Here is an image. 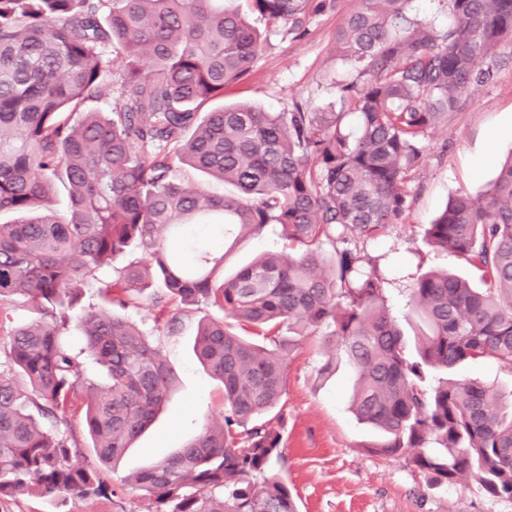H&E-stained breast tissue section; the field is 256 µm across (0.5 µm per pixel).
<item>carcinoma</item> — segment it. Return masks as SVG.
I'll list each match as a JSON object with an SVG mask.
<instances>
[{
  "instance_id": "obj_1",
  "label": "carcinoma",
  "mask_w": 512,
  "mask_h": 512,
  "mask_svg": "<svg viewBox=\"0 0 512 512\" xmlns=\"http://www.w3.org/2000/svg\"><path fill=\"white\" fill-rule=\"evenodd\" d=\"M298 27L311 0H249ZM409 0H358L336 34L347 79L339 110L267 112L204 106L244 80L262 51L224 0H0V304L37 318L4 329L0 369V504L35 493H106L118 460L167 401L175 374L155 339L121 311L151 305L177 331L207 304L195 355L224 385V411L174 455L127 479L148 512H296L276 466L282 435L266 415L286 391L300 338L320 327L355 368L352 407L381 431L378 453L404 454L436 484L471 477L512 499V390L431 371L492 360L512 370V160L482 197L456 195L427 242L469 265L409 275L408 305L426 331L409 357L385 300V274L348 248L411 208L410 173L428 134L490 77L481 64L512 48V0H446L450 23L407 15ZM124 58L113 78V57ZM118 85V106L85 112ZM188 166L230 187L179 177ZM61 191L67 210L47 206ZM300 250L267 253L226 277L225 255L271 226ZM131 263L97 277L115 255ZM97 290L103 306H82ZM83 346L70 345L69 325ZM81 413L96 466L60 430Z\"/></svg>"
}]
</instances>
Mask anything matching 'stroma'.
I'll use <instances>...</instances> for the list:
<instances>
[{
	"mask_svg": "<svg viewBox=\"0 0 512 512\" xmlns=\"http://www.w3.org/2000/svg\"><path fill=\"white\" fill-rule=\"evenodd\" d=\"M354 5L355 0H331L296 30L250 15L264 50L251 74L225 91V102H249L269 112L296 103L312 111L335 102L336 83L345 74L336 32ZM511 154L512 54L505 53L468 103L427 138L422 159L408 180L412 205L403 223L389 225L379 237L353 242V249L367 266L384 256L408 265L415 275L451 270L471 276L462 260L427 243L426 229L450 197L482 193L495 179L500 162ZM285 246L277 229H267L237 245L225 271L233 273L253 256ZM212 313L203 304L186 308L178 332L169 335L158 331L149 300L129 310V318L160 342L176 381L153 424L115 466L101 469L110 496L70 494L60 502L32 494L17 497L0 512H147V499L126 487L127 476L175 453L224 409L222 384L202 370L193 352L198 322ZM331 354L323 331L302 338L288 366L286 393L279 405L287 459L281 475L297 512H512V500L491 497L474 481L433 485L406 456L374 452L378 432L359 422L350 409L352 365L340 354L331 376L318 375Z\"/></svg>",
	"mask_w": 512,
	"mask_h": 512,
	"instance_id": "1",
	"label": "stroma"
}]
</instances>
